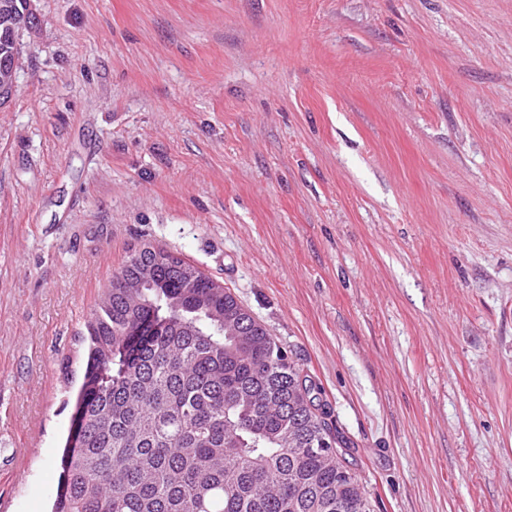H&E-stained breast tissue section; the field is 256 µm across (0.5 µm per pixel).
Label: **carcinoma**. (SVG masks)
Returning <instances> with one entry per match:
<instances>
[{
  "label": "carcinoma",
  "instance_id": "carcinoma-1",
  "mask_svg": "<svg viewBox=\"0 0 512 512\" xmlns=\"http://www.w3.org/2000/svg\"><path fill=\"white\" fill-rule=\"evenodd\" d=\"M181 259L131 250L88 320L54 512H372L350 442L258 322L239 344L234 296ZM153 272L150 288H119ZM165 330L127 342L147 320Z\"/></svg>",
  "mask_w": 512,
  "mask_h": 512
}]
</instances>
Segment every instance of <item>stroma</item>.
Here are the masks:
<instances>
[{
    "label": "stroma",
    "mask_w": 512,
    "mask_h": 512,
    "mask_svg": "<svg viewBox=\"0 0 512 512\" xmlns=\"http://www.w3.org/2000/svg\"><path fill=\"white\" fill-rule=\"evenodd\" d=\"M0 110V512H50L131 249L315 379L375 512H512V0H34Z\"/></svg>",
    "instance_id": "35a3bbf8"
}]
</instances>
